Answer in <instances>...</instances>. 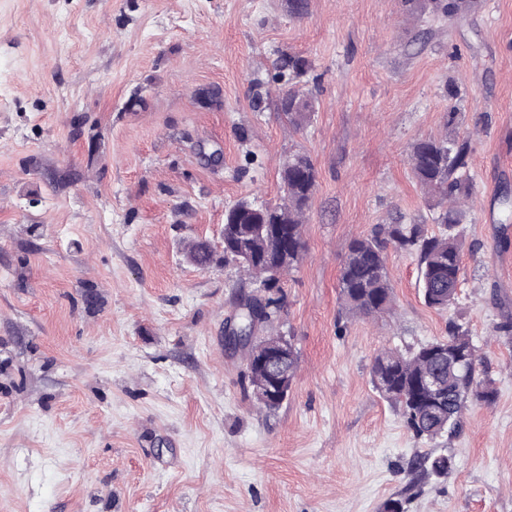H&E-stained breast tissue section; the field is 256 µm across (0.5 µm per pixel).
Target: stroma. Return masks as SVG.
I'll return each instance as SVG.
<instances>
[{"instance_id": "stroma-1", "label": "stroma", "mask_w": 512, "mask_h": 512, "mask_svg": "<svg viewBox=\"0 0 512 512\" xmlns=\"http://www.w3.org/2000/svg\"><path fill=\"white\" fill-rule=\"evenodd\" d=\"M315 95L279 107L283 57ZM475 189L456 305L426 306L415 255L391 249L394 309L340 311L347 247L377 224L439 230L409 164L445 131L448 85ZM317 183L299 266L261 335L297 371L274 410L224 332L258 282L224 255V212L279 203L282 170ZM512 0L425 22L400 0H0V512H512ZM203 240L213 260L187 256ZM466 324L495 382L456 466L409 493L429 445L373 389L384 348ZM314 112V97L312 91L303 90L292 85L288 87V112L284 114L296 126H302Z\"/></svg>"}]
</instances>
